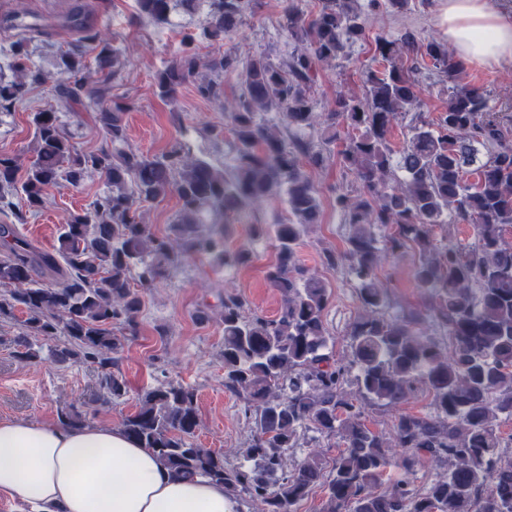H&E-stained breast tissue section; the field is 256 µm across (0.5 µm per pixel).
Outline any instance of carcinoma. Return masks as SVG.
Here are the masks:
<instances>
[{
    "mask_svg": "<svg viewBox=\"0 0 512 512\" xmlns=\"http://www.w3.org/2000/svg\"><path fill=\"white\" fill-rule=\"evenodd\" d=\"M355 0H318L310 17L294 0H284L278 25L298 44L308 45L279 63L265 56L242 62L233 52L204 56L194 40L181 44L156 76L162 98L184 85L226 110L225 126H209L219 139L228 131L236 149L230 170L193 157L176 144L159 155L123 148L127 129L121 106H112L110 73L123 62L100 24L111 4L88 11L75 3L63 17L76 37L55 61L63 106L87 102L97 109L105 133L99 149L79 151L65 131V113L53 108L33 113L35 158L18 180L17 161L0 156V214L39 212L55 189H77L97 173L110 190L89 208L70 214L55 252H38L14 225L0 224V320L24 315L27 333L17 339L16 356H39L31 338L65 337L52 350L61 362L92 363L104 371L110 398L127 393L112 372L115 354L139 335L141 292L162 283L184 259L198 256L233 268L251 253L224 244V220L285 191L291 218L259 225L257 237L277 242V258L267 280L281 295L273 318L248 311L238 294L226 293L218 318L224 330V389L254 418L246 463L224 465V456L194 442L199 426L197 394L167 382L143 391L125 431L150 449L163 467L185 477H207L232 496L248 495L261 512H294L323 478L322 459L312 451L287 469L289 449L300 432L313 428L337 436L343 449L327 481L326 512H512V454L503 450L497 427L512 418V141L487 91L462 81L463 64L447 44L380 36L376 51L384 70H368L362 95L339 94L328 112L314 111L312 81L317 67L349 57L365 34L367 18ZM138 16L166 23L171 13L194 14L206 7L199 35L224 46L252 13L253 0H136ZM17 9L0 24L17 31L9 46L12 77L0 76V116L9 114L31 88L45 81L34 67L31 34H41L40 18ZM102 77L84 78L88 56ZM429 59L448 82V105L433 121L420 112L423 87L416 64ZM240 77L243 92L224 100V75ZM275 110L283 127L260 119ZM409 120L411 135L394 156L388 135ZM347 129L340 152L359 191L336 195V208L349 224L347 247L325 249L322 265L344 269L356 283L363 309L351 328L349 354L336 357L324 323L331 290L303 267L296 246L318 223L320 200L306 169L319 170ZM317 129L321 145L284 132ZM404 173L395 176L394 169ZM474 180H469V177ZM175 194L179 211L166 236L140 219L143 204ZM469 224L474 241L443 244L434 230ZM419 254L417 285L431 298L429 312L448 345L419 329L413 312L391 318L377 270L407 246ZM46 278L43 283L34 276ZM354 375L357 392L345 389ZM432 398L436 416L399 411L418 390ZM398 410L390 435L365 422L368 405ZM426 463L447 464L448 473L420 492L413 484ZM397 469L401 477L377 490L381 477Z\"/></svg>",
    "mask_w": 512,
    "mask_h": 512,
    "instance_id": "1",
    "label": "carcinoma"
}]
</instances>
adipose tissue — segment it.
I'll return each instance as SVG.
<instances>
[{"instance_id":"obj_1","label":"adipose tissue","mask_w":512,"mask_h":512,"mask_svg":"<svg viewBox=\"0 0 512 512\" xmlns=\"http://www.w3.org/2000/svg\"><path fill=\"white\" fill-rule=\"evenodd\" d=\"M462 62L512 65V14L488 0H438ZM0 497L30 512H240L223 485L163 468L121 428L0 420Z\"/></svg>"}]
</instances>
